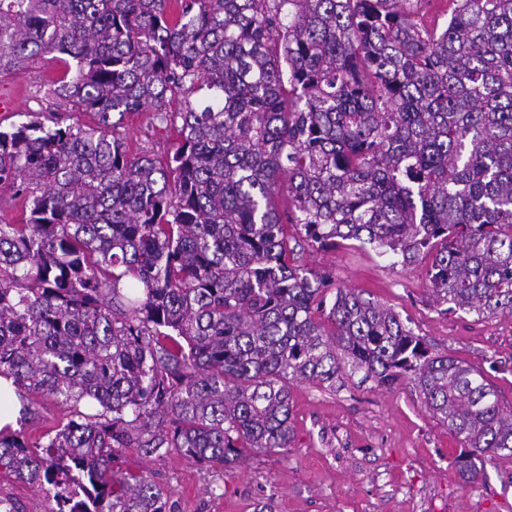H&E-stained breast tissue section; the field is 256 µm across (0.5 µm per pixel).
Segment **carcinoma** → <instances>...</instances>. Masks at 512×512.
Instances as JSON below:
<instances>
[{
  "label": "carcinoma",
  "mask_w": 512,
  "mask_h": 512,
  "mask_svg": "<svg viewBox=\"0 0 512 512\" xmlns=\"http://www.w3.org/2000/svg\"><path fill=\"white\" fill-rule=\"evenodd\" d=\"M406 2L0 0V76L66 55L49 95L94 117L0 129L26 209L0 223V374L71 414L45 441L0 433V473L52 512H172L117 468L127 449L222 471L283 454L290 385L348 368L412 377L465 482L512 456L479 369L352 288L327 303L296 258L338 239L428 258L439 303L512 316V0H453L434 28ZM147 111L178 125L163 162L119 133Z\"/></svg>",
  "instance_id": "obj_1"
}]
</instances>
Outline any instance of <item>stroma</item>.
I'll return each mask as SVG.
<instances>
[{"label": "stroma", "mask_w": 512, "mask_h": 512, "mask_svg": "<svg viewBox=\"0 0 512 512\" xmlns=\"http://www.w3.org/2000/svg\"><path fill=\"white\" fill-rule=\"evenodd\" d=\"M62 59L45 56L35 68L8 75L18 111L0 114V126L26 122L34 112H61L86 123L85 112L40 91L59 78ZM130 154L162 159L178 135L151 113L130 116L122 130ZM300 261L326 273L334 287L353 288L391 308L428 346L481 369L500 406L512 410V317L446 312L426 279L427 261L404 267L392 255L354 240L333 250L305 248ZM293 441L287 454L254 453L233 470H210L195 459L169 454L142 459L127 451L120 466L141 471L170 498L173 512H512V458L483 464L485 476L460 479L454 458L458 439L426 409L408 378L378 385L364 372L347 373L335 385L296 382L290 387ZM30 415L18 423L27 436L52 432L69 419L57 402L35 395ZM0 494L23 512H49L55 502L34 485L0 474Z\"/></svg>", "instance_id": "1"}]
</instances>
